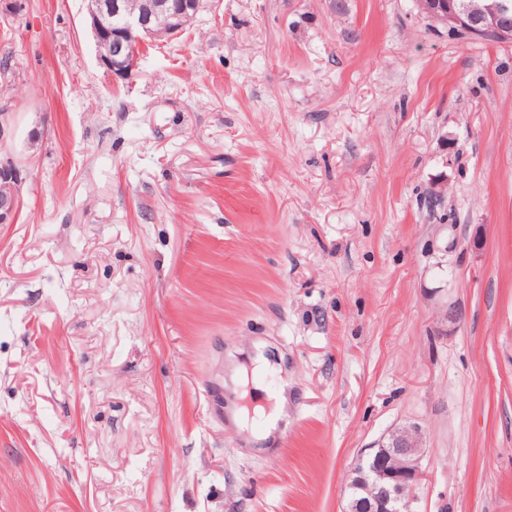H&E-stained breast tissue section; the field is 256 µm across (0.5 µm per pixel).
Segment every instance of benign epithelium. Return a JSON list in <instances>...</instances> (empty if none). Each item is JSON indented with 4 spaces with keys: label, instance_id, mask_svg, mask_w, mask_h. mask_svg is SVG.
Returning a JSON list of instances; mask_svg holds the SVG:
<instances>
[{
    "label": "benign epithelium",
    "instance_id": "obj_1",
    "mask_svg": "<svg viewBox=\"0 0 512 512\" xmlns=\"http://www.w3.org/2000/svg\"><path fill=\"white\" fill-rule=\"evenodd\" d=\"M88 16L101 64L113 79L126 80L136 68L139 50L148 36L155 35L151 16L125 9L124 0H87ZM422 13L450 30L495 44L512 43V23L507 5L479 4L465 0H418ZM200 8V0H174L167 10L176 35L186 19ZM14 113L0 110V144L12 135ZM23 178L14 158H0V224L15 222ZM423 433L416 424H405L361 449L350 470L341 512H416V490L424 479L421 465Z\"/></svg>",
    "mask_w": 512,
    "mask_h": 512
}]
</instances>
